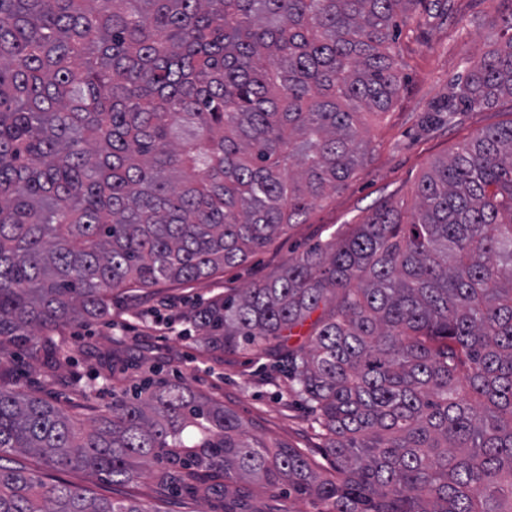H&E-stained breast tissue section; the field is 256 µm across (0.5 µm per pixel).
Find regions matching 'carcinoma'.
Returning <instances> with one entry per match:
<instances>
[{"instance_id":"cac0c4a2","label":"carcinoma","mask_w":512,"mask_h":512,"mask_svg":"<svg viewBox=\"0 0 512 512\" xmlns=\"http://www.w3.org/2000/svg\"><path fill=\"white\" fill-rule=\"evenodd\" d=\"M420 2L0 0V353L108 319L118 291L222 274L338 191L371 151L356 109L400 91L398 18ZM508 97L512 37L443 111ZM188 320L214 349L285 358L331 471L180 381L87 424L0 388V512H154L11 451L226 499L250 479L323 512H512V120L435 161L410 215L381 205Z\"/></svg>"}]
</instances>
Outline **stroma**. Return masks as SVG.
<instances>
[{
  "label": "stroma",
  "mask_w": 512,
  "mask_h": 512,
  "mask_svg": "<svg viewBox=\"0 0 512 512\" xmlns=\"http://www.w3.org/2000/svg\"><path fill=\"white\" fill-rule=\"evenodd\" d=\"M511 14L512 0H453L452 10L440 16L413 6L400 38L399 94L386 112L359 115L376 150L344 187L247 263L189 285L164 284L118 295L110 320L71 325L59 338L73 357L70 367L49 370L32 345L1 354L0 386L47 399L87 421L111 404L113 393L143 379L180 380L237 414L252 433L301 449L317 467H328L322 453L326 437L284 364L255 350H212L189 333L186 317L193 306L216 294L265 279L306 246L349 233L381 203L411 205L413 191L432 162L451 154L469 135L511 121L512 101L507 99L452 118L440 110L467 62L512 37L502 24ZM98 372L109 373V380L84 392L81 378ZM20 462L47 482L86 487L114 501L135 499L155 512H224L220 489L200 497L151 478L114 483L81 470L51 471L30 457ZM237 501L243 512L321 509L309 499L272 497L252 482L241 484Z\"/></svg>",
  "instance_id": "stroma-1"
}]
</instances>
